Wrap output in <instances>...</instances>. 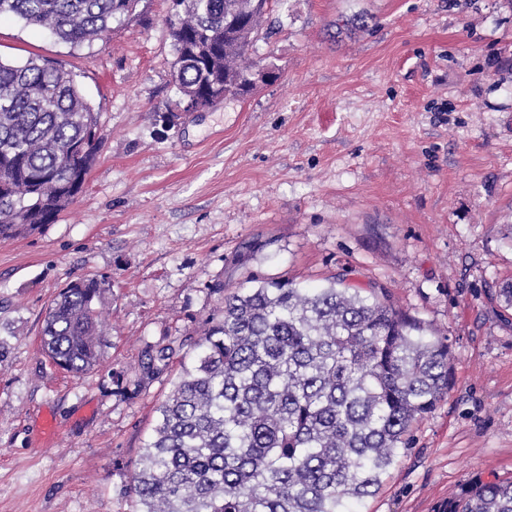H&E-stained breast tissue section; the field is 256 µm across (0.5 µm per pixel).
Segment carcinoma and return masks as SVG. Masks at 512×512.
<instances>
[{"label": "carcinoma", "instance_id": "cac0c4a2", "mask_svg": "<svg viewBox=\"0 0 512 512\" xmlns=\"http://www.w3.org/2000/svg\"><path fill=\"white\" fill-rule=\"evenodd\" d=\"M140 0H0L73 47L92 45ZM181 96L243 99L268 0H171ZM100 145L98 112L76 75L46 59L0 60V241L53 223L82 191ZM106 278L71 281L47 308L41 350L84 373L105 346ZM221 307L178 345H148L138 384L196 352L157 407L124 493L133 512H353L408 446L413 424L448 396L452 352L385 293L330 278L217 283ZM442 512H512V479L475 481Z\"/></svg>", "mask_w": 512, "mask_h": 512}]
</instances>
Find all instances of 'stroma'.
Masks as SVG:
<instances>
[{"label":"stroma","mask_w":512,"mask_h":512,"mask_svg":"<svg viewBox=\"0 0 512 512\" xmlns=\"http://www.w3.org/2000/svg\"><path fill=\"white\" fill-rule=\"evenodd\" d=\"M170 0H141L89 47L0 20V57L61 62L101 145L54 223L0 242V512H131L123 492L179 364L134 393L149 343L180 340L249 274H344L451 347L447 399L360 512H437L512 478V0H269L245 99L186 112ZM255 241L265 250L248 253ZM105 276L101 366L40 351L47 307Z\"/></svg>","instance_id":"35a3bbf8"}]
</instances>
